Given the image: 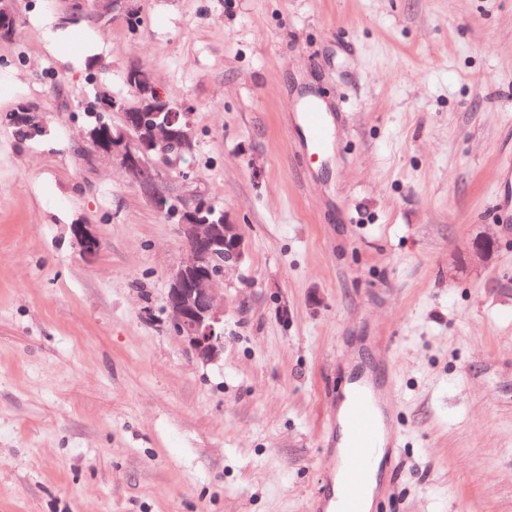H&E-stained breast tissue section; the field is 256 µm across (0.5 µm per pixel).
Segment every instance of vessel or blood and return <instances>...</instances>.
<instances>
[{"label": "vessel or blood", "mask_w": 512, "mask_h": 512, "mask_svg": "<svg viewBox=\"0 0 512 512\" xmlns=\"http://www.w3.org/2000/svg\"><path fill=\"white\" fill-rule=\"evenodd\" d=\"M305 143L311 149L324 148L330 136L328 116L316 100H308L300 114ZM349 443L343 450L340 474L342 494L337 512H365L366 494L372 484L380 448L381 410L366 385L351 394L344 416Z\"/></svg>", "instance_id": "vessel-or-blood-1"}]
</instances>
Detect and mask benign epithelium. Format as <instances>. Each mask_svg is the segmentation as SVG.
<instances>
[{"label": "benign epithelium", "mask_w": 512, "mask_h": 512, "mask_svg": "<svg viewBox=\"0 0 512 512\" xmlns=\"http://www.w3.org/2000/svg\"><path fill=\"white\" fill-rule=\"evenodd\" d=\"M133 100H113L120 123L100 117L98 125L82 134L81 151L101 154L133 176L140 195L164 213L177 208V231L184 242L182 257L167 273L165 313L170 331L201 361H214L224 352V298L221 284L240 271L249 253L247 237L224 211L210 209L209 198L198 190L176 191L172 171L197 146L194 113L171 100L157 84L141 82L139 67L125 74ZM73 234L85 255L96 253L100 242L89 224L73 225ZM497 238L476 235L470 246L471 265L485 266L493 257Z\"/></svg>", "instance_id": "obj_1"}]
</instances>
